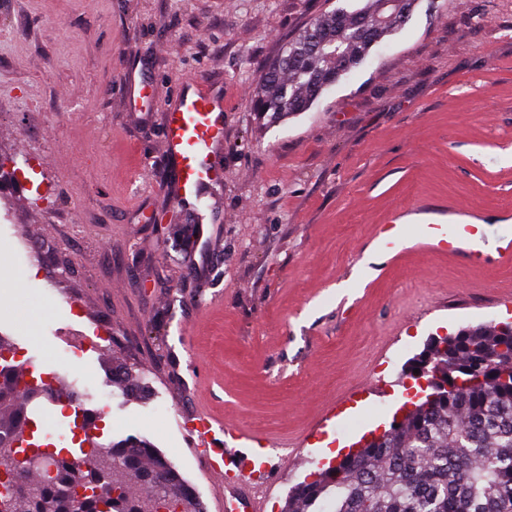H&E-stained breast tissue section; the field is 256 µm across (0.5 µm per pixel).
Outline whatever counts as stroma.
<instances>
[{
    "label": "stroma",
    "mask_w": 512,
    "mask_h": 512,
    "mask_svg": "<svg viewBox=\"0 0 512 512\" xmlns=\"http://www.w3.org/2000/svg\"><path fill=\"white\" fill-rule=\"evenodd\" d=\"M344 0H0V336L52 366L61 337L99 318L112 341L60 388L106 390L114 362L149 399L114 393L102 441L149 440L214 512L179 422L198 410L260 431L280 512L328 450L387 429L433 338L512 321V0H419L409 20L304 113L252 108L267 66ZM223 88L224 182L199 246L150 223L168 205L163 115L177 87ZM153 84L149 109L130 79ZM401 244L376 230L404 211ZM472 222L473 263L423 243ZM42 251L16 252L10 235Z\"/></svg>",
    "instance_id": "35a3bbf8"
}]
</instances>
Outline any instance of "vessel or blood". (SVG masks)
I'll list each match as a JSON object with an SVG mask.
<instances>
[{
    "label": "vessel or blood",
    "instance_id": "obj_1",
    "mask_svg": "<svg viewBox=\"0 0 512 512\" xmlns=\"http://www.w3.org/2000/svg\"><path fill=\"white\" fill-rule=\"evenodd\" d=\"M226 112L222 92L199 79L184 81L165 113L162 148L170 177L164 190L172 212L200 202L222 182L220 156L224 150ZM475 231L471 224H430L425 237L437 253H467L479 261V250H463L462 243ZM194 436L202 442L198 454L211 474L235 473L225 482L220 508L222 512H261L267 469L244 472L235 460L234 449L224 445V423L206 412L195 415Z\"/></svg>",
    "mask_w": 512,
    "mask_h": 512
}]
</instances>
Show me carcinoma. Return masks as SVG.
Segmentation results:
<instances>
[{"label": "carcinoma", "instance_id": "carcinoma-1", "mask_svg": "<svg viewBox=\"0 0 512 512\" xmlns=\"http://www.w3.org/2000/svg\"><path fill=\"white\" fill-rule=\"evenodd\" d=\"M418 0H363L324 11L267 67L255 110L274 122L305 112L323 91L354 70L402 25ZM428 382L423 400L357 456L313 474L289 493L281 512H512V335L495 324L438 337L410 370ZM112 383L126 392L143 378L122 364ZM39 397L35 385L0 382V466L13 480L12 512H201L187 484L145 439L99 443L66 454L47 479L1 453L29 426L17 399ZM163 476L169 501L151 503L146 477Z\"/></svg>", "mask_w": 512, "mask_h": 512}]
</instances>
